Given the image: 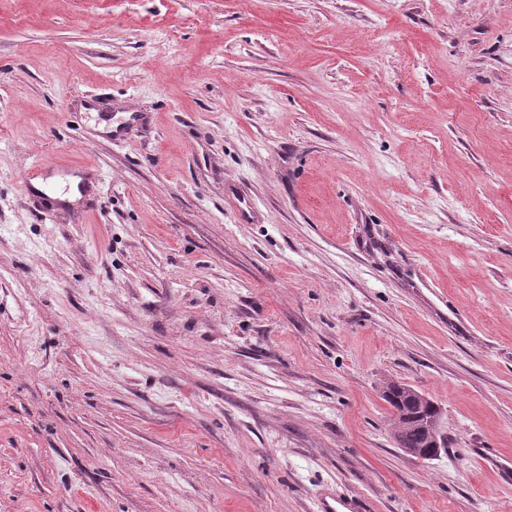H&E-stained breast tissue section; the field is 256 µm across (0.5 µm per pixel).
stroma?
<instances>
[{"label":"stroma","mask_w":512,"mask_h":512,"mask_svg":"<svg viewBox=\"0 0 512 512\" xmlns=\"http://www.w3.org/2000/svg\"><path fill=\"white\" fill-rule=\"evenodd\" d=\"M504 463L512 0H0V512H512ZM390 397L386 396V400L392 406L395 412L406 417L403 422V429L398 436L396 443L406 454L416 456L419 448H425L427 439L420 429V414H426L427 417H441L440 407H431L429 402H416L410 397V394L400 388L390 390Z\"/></svg>","instance_id":"1"}]
</instances>
